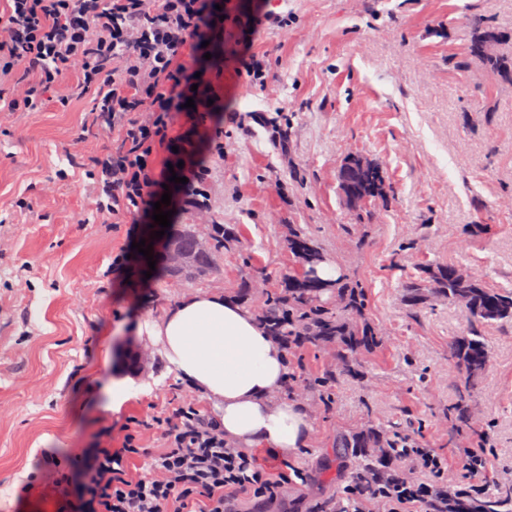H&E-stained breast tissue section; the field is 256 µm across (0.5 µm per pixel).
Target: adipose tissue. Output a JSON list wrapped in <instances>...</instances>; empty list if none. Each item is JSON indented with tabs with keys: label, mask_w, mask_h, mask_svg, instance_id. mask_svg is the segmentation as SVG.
<instances>
[{
	"label": "adipose tissue",
	"mask_w": 512,
	"mask_h": 512,
	"mask_svg": "<svg viewBox=\"0 0 512 512\" xmlns=\"http://www.w3.org/2000/svg\"><path fill=\"white\" fill-rule=\"evenodd\" d=\"M143 330L179 377L217 403L225 441L281 460L307 446V411L280 396L287 380L284 350L249 310L200 294Z\"/></svg>",
	"instance_id": "obj_1"
}]
</instances>
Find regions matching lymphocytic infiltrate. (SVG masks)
Masks as SVG:
<instances>
[{
	"mask_svg": "<svg viewBox=\"0 0 512 512\" xmlns=\"http://www.w3.org/2000/svg\"><path fill=\"white\" fill-rule=\"evenodd\" d=\"M224 0H0V87L8 110L33 112L53 93L59 108L92 95L89 122L118 133L112 153L91 159L85 175L102 213L123 219L152 210L170 174L183 177L182 206L204 204L209 171L203 147L223 152L222 132L205 123L223 111L224 96L203 71V42L223 39ZM73 90L59 92L64 71ZM167 426L164 448L142 445L143 425L124 427L121 447L93 448L71 468L53 451L59 512H237L240 500L275 501L287 472L270 476L252 451L228 444L214 418L191 402L157 417ZM462 479L448 482L444 457L433 448H407L368 489L350 483L337 512H448V503L487 488L486 449L457 454ZM419 473L412 481L408 472Z\"/></svg>",
	"mask_w": 512,
	"mask_h": 512,
	"instance_id": "obj_1",
	"label": "lymphocytic infiltrate"
}]
</instances>
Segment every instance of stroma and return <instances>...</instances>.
<instances>
[{
  "label": "stroma",
  "instance_id": "obj_1",
  "mask_svg": "<svg viewBox=\"0 0 512 512\" xmlns=\"http://www.w3.org/2000/svg\"><path fill=\"white\" fill-rule=\"evenodd\" d=\"M247 12L282 17L254 50L263 81L225 69L223 154H207L205 207H175V224H220L226 241L216 271L201 282L144 277L135 235L96 208L91 180L76 167L110 153L118 136L80 130L90 96L68 111L44 100L35 112L0 111V512H56L41 453L82 456L117 448L129 418L145 423L144 444L165 445L152 421L175 399L199 394L160 352L131 370L132 353L151 347L139 328L183 299L218 293L254 309L302 267L288 228L304 229L330 268L359 280L383 344L362 359L361 375L329 392L310 388L336 367L334 345H299L287 386L312 423L307 448L276 461L301 468L274 503L246 512H336L356 459L336 456L339 435L368 425L407 434L461 473L450 410L463 376L450 346L467 329L464 312L434 299L407 300L420 264L466 267L493 288H512V83L467 64L473 18L512 43V0H233ZM358 153L383 169L386 195L361 211L346 204L339 169ZM25 207H16L17 199ZM130 252L128 278L113 256ZM249 289H242V282ZM490 363L469 398V436L487 434L497 472H512V324L486 327ZM137 390L120 410L112 385ZM111 436H101L104 426ZM31 485L29 495L19 489Z\"/></svg>",
  "mask_w": 512,
  "mask_h": 512
}]
</instances>
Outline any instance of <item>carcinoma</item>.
I'll return each mask as SVG.
<instances>
[{"mask_svg":"<svg viewBox=\"0 0 512 512\" xmlns=\"http://www.w3.org/2000/svg\"><path fill=\"white\" fill-rule=\"evenodd\" d=\"M496 35L481 20L474 21L470 56L478 65L493 75L512 79V55L495 49L489 53L481 50L482 44ZM362 195L383 196L386 193L382 169L364 172L358 183ZM167 241L177 245L192 256V263L182 280L193 281L208 277L214 266V253L224 248V235L211 234L208 244H201L191 224H172L165 229ZM288 245L300 262L308 255L322 254L318 244L297 228H290ZM453 264H426L419 268L418 276L408 285L410 301L419 304L432 296L448 302L458 294L470 296L471 307L465 311L468 319L466 334L457 337L451 351L455 364L465 377V389L471 391L478 385L489 362L490 351L482 335L485 326L512 323V289L490 288L483 281H462L456 276ZM327 291L336 292L338 303L332 308L323 301ZM365 292L362 284L343 275L334 280L319 275L307 279L288 278L286 292L267 297L266 303L254 310V315L264 324L271 336H296L300 342L333 344L336 346V374L328 373L317 380V385L327 388L334 376H359L357 359L375 351L381 342L375 326L365 317ZM336 447L341 454L351 453L364 459V465L354 472L353 478L367 480L378 472L380 463L393 457L399 447L397 437L376 427H366L356 433L339 437ZM455 512H497V500L485 498L470 503L450 504Z\"/></svg>","mask_w":512,"mask_h":512,"instance_id":"cac0c4a2","label":"carcinoma"}]
</instances>
